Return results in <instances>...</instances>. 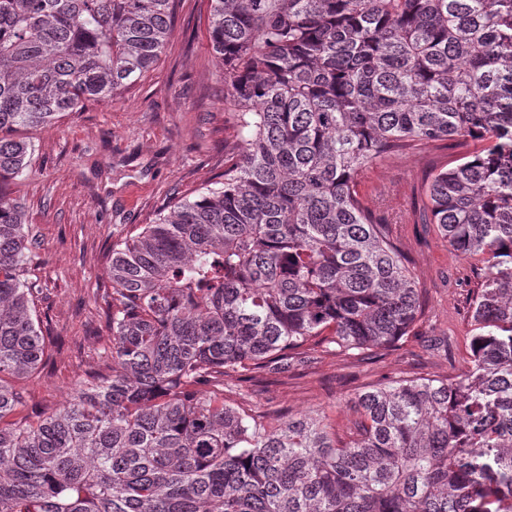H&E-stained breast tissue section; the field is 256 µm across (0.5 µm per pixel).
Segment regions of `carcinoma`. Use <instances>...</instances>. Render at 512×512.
I'll list each match as a JSON object with an SVG mask.
<instances>
[{
  "label": "carcinoma",
  "instance_id": "carcinoma-1",
  "mask_svg": "<svg viewBox=\"0 0 512 512\" xmlns=\"http://www.w3.org/2000/svg\"><path fill=\"white\" fill-rule=\"evenodd\" d=\"M175 2L0 0V512H512V0H210L239 158L112 245V375L21 415L11 380L45 340L16 133L134 85ZM437 141L474 144L423 181L485 264L467 370L360 392L342 435L226 404L261 370L409 335L419 288L356 176Z\"/></svg>",
  "mask_w": 512,
  "mask_h": 512
}]
</instances>
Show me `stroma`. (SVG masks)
<instances>
[{
	"instance_id": "1",
	"label": "stroma",
	"mask_w": 512,
	"mask_h": 512,
	"mask_svg": "<svg viewBox=\"0 0 512 512\" xmlns=\"http://www.w3.org/2000/svg\"><path fill=\"white\" fill-rule=\"evenodd\" d=\"M209 10V0H177L174 34L136 85L23 133L32 145L29 166L7 190L21 200L40 239L25 277L42 290L38 309L51 338L47 363L16 382L27 408L63 406L98 370L110 335L97 288L113 242L152 223L179 197L218 181L240 153L242 134L224 102V66L208 38ZM455 154L443 142L420 145L357 176L365 207L384 224L421 288L424 316L410 336L362 359L319 355L312 365L226 392L229 403L316 413L344 429L356 418L352 398L366 386L465 371L482 263L458 256L436 225L422 220L424 175Z\"/></svg>"
}]
</instances>
